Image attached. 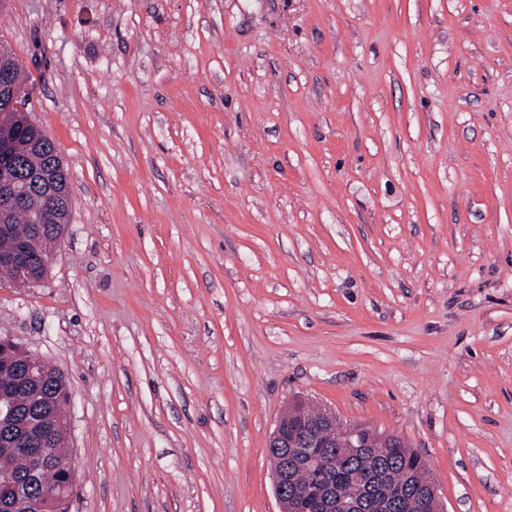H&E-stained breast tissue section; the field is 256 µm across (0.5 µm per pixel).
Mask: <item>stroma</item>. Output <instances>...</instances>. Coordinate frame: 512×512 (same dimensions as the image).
Listing matches in <instances>:
<instances>
[{"mask_svg": "<svg viewBox=\"0 0 512 512\" xmlns=\"http://www.w3.org/2000/svg\"><path fill=\"white\" fill-rule=\"evenodd\" d=\"M64 158L0 334L72 393V512H282L298 396L512 512V0H6Z\"/></svg>", "mask_w": 512, "mask_h": 512, "instance_id": "1", "label": "stroma"}]
</instances>
